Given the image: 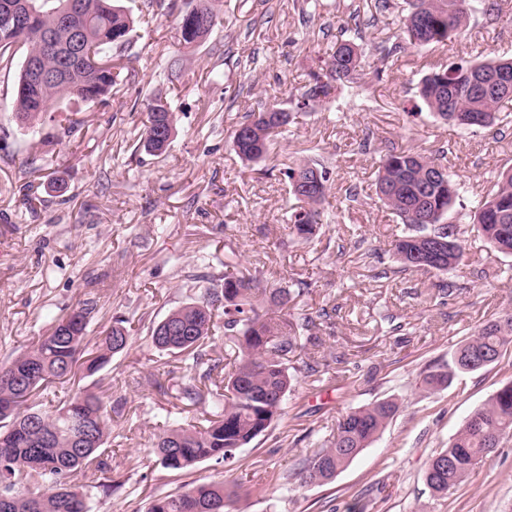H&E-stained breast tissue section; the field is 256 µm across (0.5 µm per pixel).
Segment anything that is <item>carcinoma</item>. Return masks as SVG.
<instances>
[{"label":"carcinoma","mask_w":512,"mask_h":512,"mask_svg":"<svg viewBox=\"0 0 512 512\" xmlns=\"http://www.w3.org/2000/svg\"><path fill=\"white\" fill-rule=\"evenodd\" d=\"M0 0V15H13L25 28L10 32L0 27V71L12 67L17 52L22 62L12 113L17 124L35 131L52 120V105L68 98L88 102L109 94L119 73L112 63V47L129 41L135 20L116 0ZM178 19L180 42L201 43L213 30L221 0H198L182 7L177 0L164 4ZM403 34L416 50L445 45L463 35L470 17L481 13L500 18L504 0H406ZM55 74L40 81L31 76L27 61ZM361 67L359 45L351 40L336 44L321 72L312 75L296 99L294 110L304 112L314 103L330 100ZM512 59H491L448 68H431L418 93L429 110L463 132L503 122L508 114L500 104L512 99ZM140 143L149 153H163L176 132V115L168 103L154 100L145 107ZM293 122V115L271 106L250 115L233 133L234 150L247 162L264 158L273 137ZM291 194L298 202L291 214L289 233L302 241L315 234L320 221L316 205L328 191L329 171L316 162H303L285 171ZM376 191L383 203L404 224V232L390 243V252L406 269L446 272L463 256L466 230L449 221L460 187L434 158L411 150L392 151L380 162ZM477 232L497 252L512 255V166L495 172L494 181L474 201ZM304 289L262 287L261 271L245 276L224 264V283L206 288L198 300L170 311L151 327L152 342L163 352L198 363L205 341L216 328L215 311L224 308V335L233 352L216 360L206 377L221 367L222 391L212 394L215 409L198 426L166 421L154 443L156 463L166 470H189L213 461L230 465L239 449L263 435L284 410L297 378L288 362L301 350L298 325L288 319L290 305ZM93 308L80 307L52 320V327L34 347L0 365V512H90L88 496L74 477L95 459L112 437V415L104 395L77 392L54 410L30 400L50 384L76 375L79 367L93 374L112 356L123 352L129 332L113 325L86 351ZM512 344V312L498 316L472 335L448 361L426 372L419 389L436 391L456 374L467 371L459 357L499 360ZM400 404L383 399L357 406L344 414L336 431L301 464L303 483H324L344 469L394 419ZM512 436V379L466 418L448 447L430 460L425 474L433 493L455 490L480 460ZM237 492L222 481L193 486L181 494L154 497L146 512H227Z\"/></svg>","instance_id":"obj_1"}]
</instances>
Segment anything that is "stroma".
<instances>
[{
	"mask_svg": "<svg viewBox=\"0 0 512 512\" xmlns=\"http://www.w3.org/2000/svg\"><path fill=\"white\" fill-rule=\"evenodd\" d=\"M223 0L198 45L176 38L170 17L144 0H120L136 21L113 49L123 71L111 94L58 101L59 121L39 134L12 116L16 72L0 73V362L46 335L52 315L95 306L88 342L116 321L126 350L91 376L55 383L59 405L82 389L103 392L112 438L81 482L91 512H146L150 497L195 484L240 483L235 512H512V439L502 441L452 493L425 483L433 455L467 416L512 378V347L498 362L457 375L433 394L425 372L447 363L492 314L512 312V256L494 252L468 214L495 169L512 165V123L463 135L435 120L418 96L424 76L404 51L403 0ZM360 44L364 69L335 102L314 104L278 135L262 161L241 160L231 133L248 111L289 110L337 39ZM396 46L393 56L384 50ZM424 57L443 65L512 57V21L475 16L463 37ZM170 103L177 131L165 154L139 145L144 105ZM211 111H202V103ZM410 149L440 159L460 186L452 219L467 226L464 256L444 273L395 272L389 243L404 229L375 191L381 158ZM317 161L330 172L320 206L329 223L312 242L288 235L294 199L283 171ZM260 270L264 286L302 281L294 322L333 312L308 352L330 359L320 380L299 378L281 417L237 453L234 471L206 461L188 471L157 466L153 444L166 415L200 423L209 398L205 365L159 351L149 328L202 292L195 277L225 262ZM391 270L390 278L380 273ZM385 398L400 411L331 481L301 484L296 470L349 408ZM112 482L111 494L99 485Z\"/></svg>",
	"mask_w": 512,
	"mask_h": 512,
	"instance_id": "35a3bbf8",
	"label": "stroma"
}]
</instances>
